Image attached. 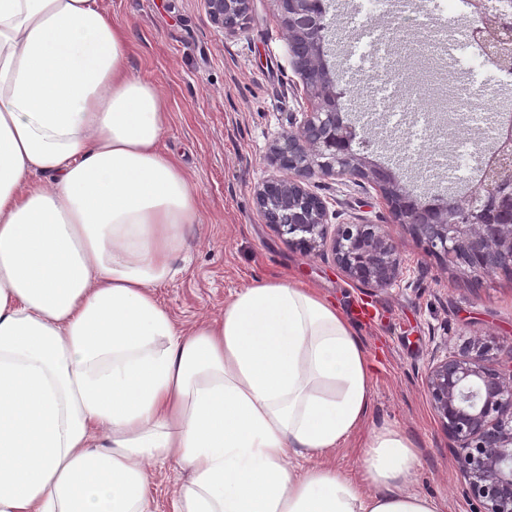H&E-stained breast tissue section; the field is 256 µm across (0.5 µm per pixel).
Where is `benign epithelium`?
<instances>
[{
	"instance_id": "benign-epithelium-1",
	"label": "benign epithelium",
	"mask_w": 512,
	"mask_h": 512,
	"mask_svg": "<svg viewBox=\"0 0 512 512\" xmlns=\"http://www.w3.org/2000/svg\"><path fill=\"white\" fill-rule=\"evenodd\" d=\"M250 0H206L213 24L234 34L246 24ZM291 51L306 87L314 92L300 126L272 148L284 173L256 190L266 222L290 246L332 259L345 276L365 286L386 288L397 281L401 258L379 224H331L323 200L309 188L317 174L357 176L371 182L400 224L425 251L464 267L479 282L496 270L512 271V125L499 127L489 149L479 153L480 186L463 198H448L436 215L408 201L395 174L354 153L353 126L341 117L319 40L325 18L311 0H279ZM478 19L471 36L498 69L512 74V0H469ZM489 346L475 338L433 364L426 379L431 406L447 435L465 492L479 512H512V365L502 370L488 358Z\"/></svg>"
}]
</instances>
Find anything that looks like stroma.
Listing matches in <instances>:
<instances>
[{"label":"stroma","instance_id":"stroma-1","mask_svg":"<svg viewBox=\"0 0 512 512\" xmlns=\"http://www.w3.org/2000/svg\"><path fill=\"white\" fill-rule=\"evenodd\" d=\"M114 24L127 29L131 71L155 84L169 112L164 147L179 159L199 197L200 222L174 264L177 274L156 290L182 325L221 314L241 288L269 277H296L327 295L363 339L373 364L372 426L401 430L415 444L420 465L412 490L443 503V512H478L465 493L448 437L434 414L426 377L434 357L485 338L493 366L512 364V274L472 283L461 271L428 256L397 224L373 184L358 177H314L311 190L334 224H380L402 258L398 281L377 289L348 279L332 261L288 245L266 224L255 189L276 175L272 146L310 111L311 95L295 67L279 0H250L246 27L227 34L210 20L205 0H100ZM339 20L325 45L344 120L361 139L353 150L392 168L402 186L420 196L470 191L474 172L448 155V145L489 146L482 123L433 119L435 97L466 96L472 110L495 111L505 87L494 65L448 60L426 41L438 18L457 32L473 22L457 0H392L365 14L362 0H329ZM392 30L391 49L375 58L360 33ZM154 512H170L186 480L177 462L148 461Z\"/></svg>","mask_w":512,"mask_h":512}]
</instances>
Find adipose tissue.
<instances>
[{
  "mask_svg": "<svg viewBox=\"0 0 512 512\" xmlns=\"http://www.w3.org/2000/svg\"><path fill=\"white\" fill-rule=\"evenodd\" d=\"M98 0H0V512H440L412 440L367 428L366 347L336 305L259 280L178 325L198 192L160 90ZM366 431L361 478L327 455ZM146 470L153 511H172L171 501L177 494L180 485L186 480L187 471L175 461L161 463L153 460L146 463Z\"/></svg>",
  "mask_w": 512,
  "mask_h": 512,
  "instance_id": "obj_1",
  "label": "adipose tissue"
}]
</instances>
